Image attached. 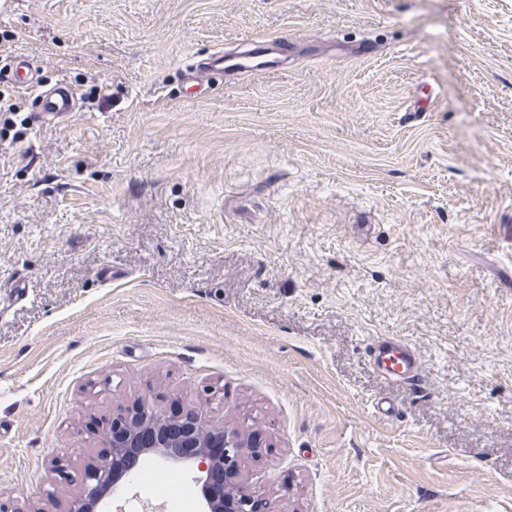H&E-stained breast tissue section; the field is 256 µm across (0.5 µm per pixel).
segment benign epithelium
Instances as JSON below:
<instances>
[{"instance_id":"benign-epithelium-1","label":"benign epithelium","mask_w":512,"mask_h":512,"mask_svg":"<svg viewBox=\"0 0 512 512\" xmlns=\"http://www.w3.org/2000/svg\"><path fill=\"white\" fill-rule=\"evenodd\" d=\"M110 453L85 467L68 512H105L106 499L129 480L123 461L146 456L172 467L195 464L203 512H264L263 500L243 483L240 465L260 452L258 434L216 425L203 413L173 401L161 409L127 406L97 421Z\"/></svg>"}]
</instances>
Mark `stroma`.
Returning <instances> with one entry per match:
<instances>
[{"label": "stroma", "instance_id": "obj_1", "mask_svg": "<svg viewBox=\"0 0 512 512\" xmlns=\"http://www.w3.org/2000/svg\"><path fill=\"white\" fill-rule=\"evenodd\" d=\"M58 83L81 112L0 139V497L76 490L149 398L260 432L266 512H512V0H11L0 91ZM239 57L225 56L222 52H216L203 67L197 68L194 64L187 71L188 80L197 86L209 85L213 79L224 77V71H235L242 66ZM373 368L385 379L403 385H416L421 363L411 346L401 339L377 338L370 343Z\"/></svg>", "mask_w": 512, "mask_h": 512}]
</instances>
